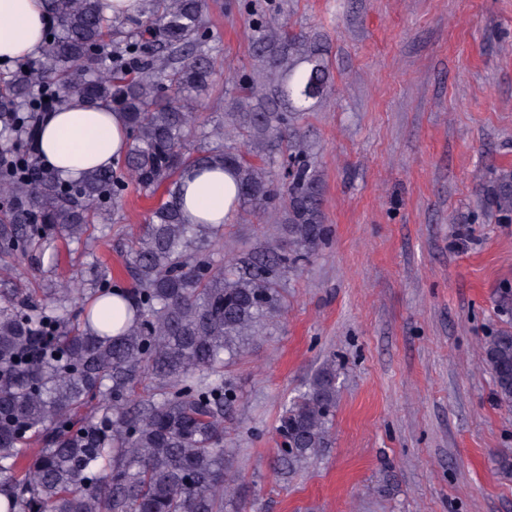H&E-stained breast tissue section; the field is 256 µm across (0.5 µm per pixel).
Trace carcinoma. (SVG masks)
<instances>
[{
  "label": "carcinoma",
  "instance_id": "obj_1",
  "mask_svg": "<svg viewBox=\"0 0 512 512\" xmlns=\"http://www.w3.org/2000/svg\"><path fill=\"white\" fill-rule=\"evenodd\" d=\"M52 30L39 56L0 86V137L19 154L0 165V254L44 253L55 234L71 241L114 220L121 170L166 199L130 240L125 269L134 287L114 291L103 272L48 300L9 288L0 294V512H224L230 474L225 414L237 401L224 365L264 320L281 310V276L331 228L314 157L288 130L325 99L331 76L314 35L276 20L254 22L252 72L228 101L230 130H206L195 109L222 67L204 19L205 0H144L126 26L102 0H47ZM123 115L127 148L118 170L95 168L75 183L32 178L40 109L72 100ZM204 146L184 152L189 138ZM278 151L288 182L277 187L258 163ZM219 165L236 176L241 217L283 209L288 248L262 259L214 266L206 251L224 232L191 224L183 179ZM484 203L512 221V169H496ZM126 319L112 333V297ZM82 300L79 322L67 304ZM484 363L500 403L512 406V331L485 341ZM336 362L324 363L280 415L281 451L293 461L325 447L336 408ZM97 404L81 421L74 414ZM44 447L27 455L28 438Z\"/></svg>",
  "mask_w": 512,
  "mask_h": 512
}]
</instances>
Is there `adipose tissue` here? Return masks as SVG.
Segmentation results:
<instances>
[{
    "instance_id": "obj_1",
    "label": "adipose tissue",
    "mask_w": 512,
    "mask_h": 512,
    "mask_svg": "<svg viewBox=\"0 0 512 512\" xmlns=\"http://www.w3.org/2000/svg\"><path fill=\"white\" fill-rule=\"evenodd\" d=\"M45 25V0H0V59L34 54ZM125 148V121L120 113L74 100L45 118L39 159L62 179L76 181L87 170L112 166ZM185 183V209L191 222H231L239 206L231 174L218 168L186 178Z\"/></svg>"
}]
</instances>
